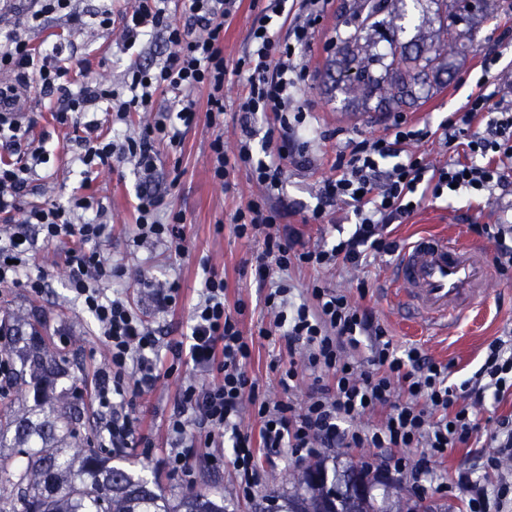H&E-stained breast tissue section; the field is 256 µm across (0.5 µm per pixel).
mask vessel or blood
<instances>
[{
    "instance_id": "1",
    "label": "vessel or blood",
    "mask_w": 512,
    "mask_h": 512,
    "mask_svg": "<svg viewBox=\"0 0 512 512\" xmlns=\"http://www.w3.org/2000/svg\"><path fill=\"white\" fill-rule=\"evenodd\" d=\"M402 314L447 328L489 297L494 277L479 246L445 231L422 232L392 266Z\"/></svg>"
}]
</instances>
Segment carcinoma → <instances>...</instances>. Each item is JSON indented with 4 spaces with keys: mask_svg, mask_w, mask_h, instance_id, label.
Masks as SVG:
<instances>
[{
    "mask_svg": "<svg viewBox=\"0 0 512 512\" xmlns=\"http://www.w3.org/2000/svg\"><path fill=\"white\" fill-rule=\"evenodd\" d=\"M461 0H342L336 17V91L345 106L369 112L414 107L443 83L455 60L473 47L474 31L501 9L500 0H481L480 12L460 19ZM4 350L18 365L15 384L32 393L31 405L0 407V490L9 493V512H226L224 498L198 491L173 502L132 469L112 464V454L81 436L84 415L77 385L58 387L68 376L66 359L50 338L24 315L0 325ZM367 478L361 462L328 475L307 466L276 512H315L333 492L350 497L348 479ZM421 502L397 501L388 508L372 492L353 503L355 512H419Z\"/></svg>",
    "mask_w": 512,
    "mask_h": 512,
    "instance_id": "cac0c4a2",
    "label": "carcinoma"
}]
</instances>
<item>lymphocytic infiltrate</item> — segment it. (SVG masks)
<instances>
[{
  "label": "lymphocytic infiltrate",
  "instance_id": "1",
  "mask_svg": "<svg viewBox=\"0 0 512 512\" xmlns=\"http://www.w3.org/2000/svg\"><path fill=\"white\" fill-rule=\"evenodd\" d=\"M27 2L22 21L0 32V72L32 84L48 100L57 125L78 129L68 150L81 181L66 200L24 206L29 177L49 163L51 152L45 139L33 137L35 120L17 106L14 87L0 85V145L25 148L24 159L0 160V288L34 293L47 288V271L24 274L34 248L25 227L37 225L43 241L58 248L67 286L93 321L105 353L93 387L98 446L150 447L127 408L160 379L176 376L181 380L178 411L167 424L165 457L175 476L193 478L198 460L222 470L229 448L239 490L253 496L260 482L253 450L258 440L269 452L287 448L297 457L321 448H382L392 453L394 470L407 472L414 483L436 482L432 461L447 458L449 449L470 447L480 429V408L489 401L500 404L512 393V334L491 340L479 368L454 384L447 365L420 347H394L384 325L342 291L315 279L296 293L290 273L300 267L362 269L371 257L397 251L392 225L404 223L425 199L476 191L491 200L496 190L511 186L512 86L469 95L463 111L435 126L412 124L396 114L385 134L337 151L334 176L321 180L316 206L302 211L286 201L284 187L288 166H316L307 151L305 121L315 103L302 94L309 79L302 52L310 47L328 0H264L232 64L224 58V27L242 0H183L179 13L172 0H129L117 21L111 10H102L100 27H118L123 49L157 38L167 47L153 64L126 68L117 85L89 75L76 78L66 39L38 46L29 39V31L53 15L65 17L70 34L80 33L84 22L72 0ZM231 74L240 90L229 101L224 84ZM198 89L208 92L207 123L215 131L209 144L214 180L228 184L231 172L242 169L255 188L231 222L237 238L262 244L246 268L266 291L269 322L257 337L245 336L244 301L227 309L224 275L208 265L190 305L186 338L165 344L124 289L126 267L99 249L111 239L112 226L105 207L88 192V175L115 163L132 165L141 175L132 245L150 243L185 255V218L163 209L151 182L159 147L177 149L195 123ZM229 107L240 128L230 149L222 133ZM96 112L106 113V123L93 120ZM138 112L147 121L136 128L131 116ZM259 120L265 133L255 129ZM430 141L440 147L438 158L422 149ZM334 205L344 207L343 222L332 217ZM296 215L300 224L329 226L330 235L307 246L300 224L290 222ZM472 231L493 245L499 272L512 269V221L476 224ZM258 337L284 341L281 352L288 362L279 373L276 398L247 369ZM185 367L191 368V379H181ZM302 369L310 372L312 383L298 401L294 391ZM198 374L209 377L208 386L197 385ZM367 414L379 415V423L358 427ZM248 415L258 434L245 431ZM486 442L492 452L483 458V474L461 470L451 481L469 512H502L512 504V479L503 469L512 460V418H496ZM408 448L417 449L415 458L405 457Z\"/></svg>",
  "mask_w": 512,
  "mask_h": 512
}]
</instances>
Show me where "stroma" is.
Returning <instances> with one entry per match:
<instances>
[{
	"instance_id": "obj_1",
	"label": "stroma",
	"mask_w": 512,
	"mask_h": 512,
	"mask_svg": "<svg viewBox=\"0 0 512 512\" xmlns=\"http://www.w3.org/2000/svg\"><path fill=\"white\" fill-rule=\"evenodd\" d=\"M76 6L83 15L86 28L76 37L71 51L75 58L91 63L93 76L117 81L129 64L130 54L124 53L118 43V34L113 30L98 28L94 17L105 7L118 10L122 0H77ZM337 4H329L315 34L312 49L308 54L311 77L303 91L305 97L316 100L318 109L307 117L309 124L325 133V140L311 142L309 153L315 156L317 171L289 170L285 185V197L307 207H314L316 178L332 175L331 165L338 147L346 141L362 140L383 133L389 117L369 119L361 113L345 110L340 98L331 97L332 80L327 72L329 60L336 49L332 44L336 37ZM499 53L503 61H512V10L499 11L496 19L482 25L478 30L474 47L459 60L448 84L434 89L421 105L406 109L407 119L414 123L438 124L450 112L462 109L476 82L481 77V61L485 54ZM37 131L50 134V143L59 156L54 165L38 167L30 184L32 200L52 203L65 200L78 186V174L70 172L65 154V141L73 137V129L53 127L48 118H39ZM213 131L205 122L187 131L181 150L161 151L157 162L156 181L165 190L163 206L181 211L185 217V233L189 254L183 258L169 256L163 248L144 246L132 248L127 242L134 222L132 200L138 178L130 166L114 169L94 170L92 188L107 209L112 224V237L101 243L100 249L112 262L127 266L131 272L145 271L159 279H178L182 286V301L174 311L156 319L160 335L169 339H183L188 332L189 305L202 286L201 259L223 271L228 288L226 306L234 308L237 300H244L248 312L244 318L245 333L257 330L263 316V294L249 276L241 272L245 260L257 251V243H249L235 237L229 225L235 209L253 193L245 171H237L231 177V188L216 183L210 172L209 143ZM179 172V179H171V172ZM498 216L495 206L486 204L483 198L461 194L445 201H424L415 214L398 226L393 236L400 243L421 231L456 232L463 241L476 239L469 226L472 223H494ZM27 233L37 240V229L28 226ZM390 260L376 258L361 271L343 268L315 272L310 269L291 271L295 285L321 279L327 286L347 292L352 301L372 310L387 328L394 346L409 344L422 346L424 352L436 361L447 364L450 382L456 383L475 370L482 362L486 345L504 332L512 331V275L496 276L484 309L476 315L464 314L452 334L440 335L424 324L411 323L400 318L390 289ZM52 269L53 277L41 294H33L24 288L0 292V316L10 314L30 315L46 322L52 342L63 343V355L69 360L68 374L80 388H89L97 368L103 360L97 354L98 341L93 334L90 317L82 313L76 302L71 301L62 266L57 263L53 247L38 242L31 271L39 268ZM366 282V290H359V282ZM283 362L280 347L271 341L260 339L255 343L248 370L260 379L270 394H277V379ZM179 382L176 378L160 380L155 390L136 407L135 414L140 428L152 442L151 447H127L119 449L118 456L132 468L156 482L162 492L171 498L180 496L189 489L222 497L227 512H254L256 504L287 493L289 478L300 474L305 461L296 460L288 450L279 454L257 449L256 462L262 481L253 498L238 494L236 474L231 467L212 471L198 466L194 482L186 483L169 476L165 466L167 443V421L176 404ZM321 459L327 462L346 464L361 461L366 463L378 483L375 495L390 493L403 498L426 499L436 512H466V501L462 496L438 492L435 487L417 490L409 478L391 481L387 453L379 448H336L321 450Z\"/></svg>"
}]
</instances>
